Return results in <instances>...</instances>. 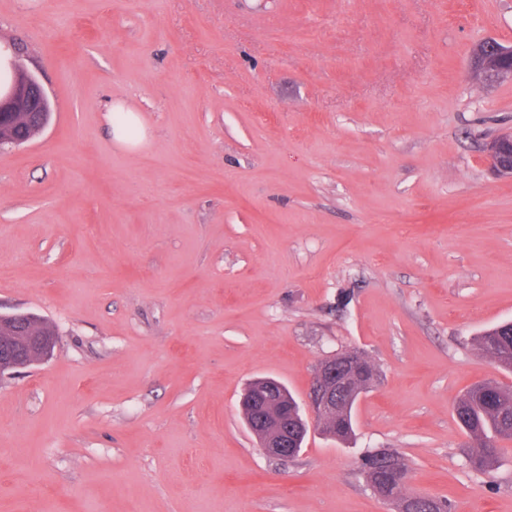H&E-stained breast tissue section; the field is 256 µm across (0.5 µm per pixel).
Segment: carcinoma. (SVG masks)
Returning <instances> with one entry per match:
<instances>
[{
    "label": "carcinoma",
    "instance_id": "cac0c4a2",
    "mask_svg": "<svg viewBox=\"0 0 512 512\" xmlns=\"http://www.w3.org/2000/svg\"><path fill=\"white\" fill-rule=\"evenodd\" d=\"M50 113L43 112L30 118L17 117L21 126L8 130L4 136H16L26 143L38 134L48 123ZM481 353L493 360L500 368L512 372V322H504L484 331L477 339ZM376 371L371 361L366 360L357 371L360 389L367 391L375 382ZM356 401L336 411L328 422L325 434L347 443L355 436L353 411ZM454 416L459 426L472 441L465 451L469 468L482 474L492 472L501 457V443L512 441V386L495 380L476 383L462 393L454 402ZM393 457L394 453H369L361 458L362 470L371 473L373 489L386 499L392 497H414L405 492V477L389 480L380 457ZM415 512H452L447 500L430 497L414 502Z\"/></svg>",
    "mask_w": 512,
    "mask_h": 512
}]
</instances>
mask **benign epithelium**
<instances>
[{
    "label": "benign epithelium",
    "mask_w": 512,
    "mask_h": 512,
    "mask_svg": "<svg viewBox=\"0 0 512 512\" xmlns=\"http://www.w3.org/2000/svg\"><path fill=\"white\" fill-rule=\"evenodd\" d=\"M512 57L506 49L488 41L475 53V71L487 81L512 80V67L501 65V60ZM13 80L5 95H0V130L12 125L17 112H45L48 98L41 84L26 75L15 63ZM489 158L495 172L512 176V135L495 139L489 149ZM35 315L17 313L0 316V324L22 332L17 337L20 349H6L0 354V374L20 367H28L46 360L56 343L54 336L34 333ZM364 357L353 349L338 351L321 359L316 365L304 404L306 412L301 418L288 420V391L271 378L253 382L241 400L242 409L259 411L260 423L252 428L259 448L271 457L288 458L294 452L289 432L307 434L310 430H323L327 419L336 408L347 404L358 392L355 371Z\"/></svg>",
    "instance_id": "1"
}]
</instances>
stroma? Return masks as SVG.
Listing matches in <instances>:
<instances>
[{"instance_id": "35a3bbf8", "label": "stroma", "mask_w": 512, "mask_h": 512, "mask_svg": "<svg viewBox=\"0 0 512 512\" xmlns=\"http://www.w3.org/2000/svg\"><path fill=\"white\" fill-rule=\"evenodd\" d=\"M512 0H0V41L49 124L0 149V314L57 333L0 375V512H395L364 452L409 491L512 512V442L471 471L453 403L512 384L474 339L512 320ZM121 98L146 136L118 149ZM359 349L378 379L357 440L309 433L277 460L240 395L304 399ZM510 56L512 58V49H506L493 41H488L475 53V71L486 81L512 80V67L501 65V60ZM511 150V154L509 151ZM489 158L495 172L501 176H512V135L495 139L489 149ZM382 455L383 457L388 456L391 457H398L396 454L392 452H381V453H369L361 458V468L362 470H368L371 473V478L365 472L367 479L369 483L372 482L373 489L375 492H377L379 495L386 499H391L392 497L396 498H402V497H409L413 498L414 495H419L415 493H406L405 485L406 481L405 479L407 476H401L402 470L400 466L389 463L388 469L389 472L394 475L395 477H400L398 481L392 480L390 481L387 477L385 471L386 468L383 465V460H380L379 455ZM399 458V457H398Z\"/></svg>"}]
</instances>
